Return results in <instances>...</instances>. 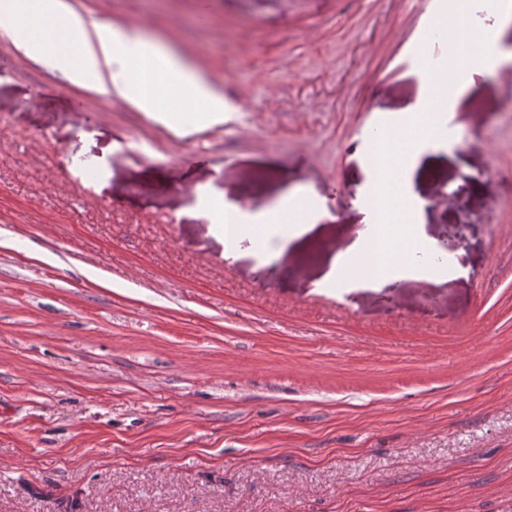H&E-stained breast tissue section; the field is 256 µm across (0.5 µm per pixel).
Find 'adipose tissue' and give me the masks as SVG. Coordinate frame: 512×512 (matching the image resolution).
I'll return each instance as SVG.
<instances>
[{
    "label": "adipose tissue",
    "instance_id": "ef3b65f1",
    "mask_svg": "<svg viewBox=\"0 0 512 512\" xmlns=\"http://www.w3.org/2000/svg\"><path fill=\"white\" fill-rule=\"evenodd\" d=\"M0 34L69 81L108 88L161 122L196 126L224 120L223 95L168 44L138 30L116 32L103 20L73 11L66 0H0ZM203 207L231 248L244 239L266 244L278 224L291 225L299 235L315 223L305 199L294 194L263 222L220 196L205 197Z\"/></svg>",
    "mask_w": 512,
    "mask_h": 512
}]
</instances>
